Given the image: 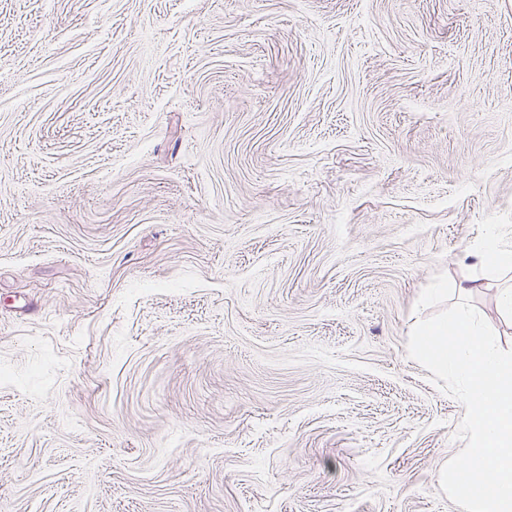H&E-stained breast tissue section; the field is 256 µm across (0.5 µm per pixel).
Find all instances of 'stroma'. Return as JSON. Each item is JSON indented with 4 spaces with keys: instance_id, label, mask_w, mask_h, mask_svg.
<instances>
[{
    "instance_id": "stroma-1",
    "label": "stroma",
    "mask_w": 512,
    "mask_h": 512,
    "mask_svg": "<svg viewBox=\"0 0 512 512\" xmlns=\"http://www.w3.org/2000/svg\"><path fill=\"white\" fill-rule=\"evenodd\" d=\"M492 229L512 0H0V512H462Z\"/></svg>"
}]
</instances>
